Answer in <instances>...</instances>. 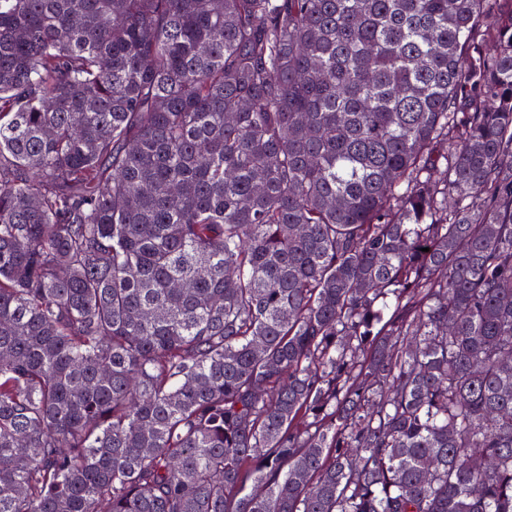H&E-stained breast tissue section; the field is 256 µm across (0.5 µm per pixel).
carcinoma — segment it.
Masks as SVG:
<instances>
[{"label": "carcinoma", "mask_w": 512, "mask_h": 512, "mask_svg": "<svg viewBox=\"0 0 512 512\" xmlns=\"http://www.w3.org/2000/svg\"><path fill=\"white\" fill-rule=\"evenodd\" d=\"M0 512H512V0H0Z\"/></svg>", "instance_id": "carcinoma-1"}]
</instances>
